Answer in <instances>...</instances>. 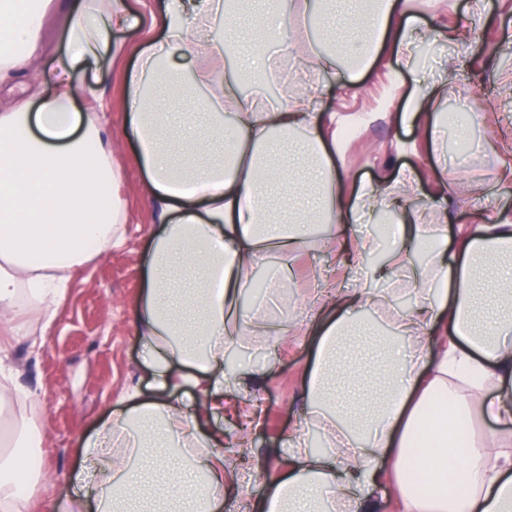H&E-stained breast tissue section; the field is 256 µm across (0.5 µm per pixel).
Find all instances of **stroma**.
<instances>
[{"label":"stroma","mask_w":512,"mask_h":512,"mask_svg":"<svg viewBox=\"0 0 512 512\" xmlns=\"http://www.w3.org/2000/svg\"><path fill=\"white\" fill-rule=\"evenodd\" d=\"M425 25L423 45L429 52L422 67L434 76L439 61L454 59L458 70L448 85V100L457 112L476 108L478 123L470 154H444L460 173L440 190L434 173L435 158L423 131L397 123L366 122L375 112H400L415 89L410 76L394 78L391 70L367 74L354 87L341 90L328 85L322 97L324 111L335 113L337 129L346 130L343 163L357 185L381 190L399 167L414 171L420 186V207L427 223H436L432 203L446 193L452 220L449 235L462 224H490L502 213L512 215V182L499 180L500 168L512 161L501 150L512 140V95L500 92L503 79L512 76V0H485L482 14H475L473 0H422ZM445 28L466 32L463 40L436 36ZM115 40L126 46L122 57L102 60L80 75L84 89L105 91L112 99L106 113V132L112 142V161L122 179L118 197L125 207L124 243L94 253L74 272L55 318L44 335L20 337L0 345L17 382L29 390L38 410L35 420L42 430L32 454L39 458L43 480L30 491L31 512H60L63 501L75 493L72 473L80 463V447L113 412L124 406V397L139 389L143 397L156 393L152 371L144 362L137 311L146 273V260L160 230L157 209L142 191L144 173L130 158L138 150L129 119L120 103L124 78L144 48L145 29L118 32ZM270 67L262 92L285 94L289 84L303 80L301 61L282 57L268 48ZM335 270L333 253L320 244L293 254L286 266L263 265L267 278L287 281L293 312L299 324L287 341L257 340L239 348L240 373L250 386L232 394L241 410L259 405L260 419L249 432L248 445L225 453L224 460L241 481L224 495L223 512H237L240 499L262 507L271 483L288 461V440L300 431L305 436L317 427L306 412L303 387L314 365L316 338L303 324L301 305L312 284L313 266Z\"/></svg>","instance_id":"stroma-1"}]
</instances>
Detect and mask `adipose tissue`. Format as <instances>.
<instances>
[{"instance_id":"adipose-tissue-1","label":"adipose tissue","mask_w":512,"mask_h":512,"mask_svg":"<svg viewBox=\"0 0 512 512\" xmlns=\"http://www.w3.org/2000/svg\"><path fill=\"white\" fill-rule=\"evenodd\" d=\"M410 0H324L323 22L352 16L362 38L347 45L351 66L335 48L306 56L308 68L346 87L382 57L414 77L416 90L397 116L400 124L434 133L455 128L435 105L454 67L439 80L422 74L413 52L420 20ZM59 0H0V87L41 56L48 13ZM265 15L262 32L283 57L302 42L295 19L310 18L311 0H251ZM161 30L142 49L126 77L122 106L139 150L133 163L159 209L140 300L139 324L154 383L162 397L127 396L83 450L76 479L98 488L95 512H137L143 490L158 486L152 512H221L230 472L224 438L198 437L200 419L224 410V396L246 380L224 372V356L248 337L274 342L289 335L284 316L254 319L240 304L257 257L306 249L316 225L334 230L344 264L365 271L357 287L320 277L314 297L319 325L314 369L306 386L308 413L336 453L324 458L303 434L287 468L267 493L264 512H381L372 494L384 484L396 512H512V221L458 230L449 252L446 224L424 225L407 207L419 185L399 170L386 194L356 187L346 170L335 116L321 110L322 86L292 87L270 103L242 93L239 72H226L233 53L224 32L239 15L223 0H200L188 13L179 0H152ZM133 0H83L66 25L67 48L53 64L51 94L29 89L38 109L21 104L0 112V320L15 319L29 295L50 326L77 267L90 248L122 238L125 212L112 199L120 179L100 121L108 97L78 111L75 77L104 50L121 56L112 33L139 25ZM191 55L192 73L177 68L173 52ZM399 210L384 237L362 234L357 215ZM384 262H374L378 252ZM394 286L378 293L376 281ZM417 299L398 311V293ZM388 312L377 337L372 375L351 378L369 395L362 407L342 404L334 364L354 332H371L374 311ZM192 368L194 394L178 393L181 367ZM490 422L474 435L473 423ZM164 448L183 462L136 466L132 452ZM37 482L15 456L0 455V512H26L17 480Z\"/></svg>"}]
</instances>
